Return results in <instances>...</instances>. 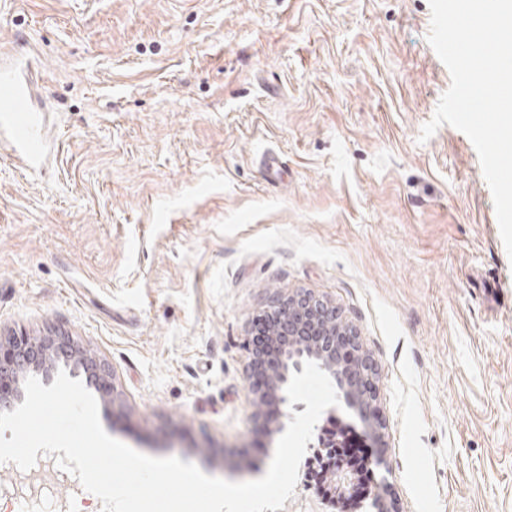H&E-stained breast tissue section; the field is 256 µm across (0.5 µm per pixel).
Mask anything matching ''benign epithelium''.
<instances>
[{
  "mask_svg": "<svg viewBox=\"0 0 512 512\" xmlns=\"http://www.w3.org/2000/svg\"><path fill=\"white\" fill-rule=\"evenodd\" d=\"M268 317L279 323L290 333H298L312 327L315 336L310 339H288L274 351L272 367L265 369L263 376L249 374L252 385L265 386L258 393V403L265 408L274 402L288 404L286 386L295 373L303 372V363L313 361L336 382L339 401L355 409L364 420L369 432L377 439L384 437L385 423L377 407L375 367L364 353L356 363L341 365L336 360V349L345 343L358 351L356 334L338 319V311L332 303L313 294H301L276 302ZM12 348L0 355V410L14 409L22 402L23 394L16 385L20 374L28 370L48 372L50 353H60L68 358L81 357L84 371L101 381L100 390L107 389L104 377L110 373L109 366L96 357L89 358L74 346L69 337L56 334L49 339H31L17 336L11 340ZM332 479L338 491L346 492L353 487L354 473L344 461L337 460L332 468Z\"/></svg>",
  "mask_w": 512,
  "mask_h": 512,
  "instance_id": "benign-epithelium-1",
  "label": "benign epithelium"
}]
</instances>
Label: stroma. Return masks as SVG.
<instances>
[{
    "label": "stroma",
    "instance_id": "obj_1",
    "mask_svg": "<svg viewBox=\"0 0 512 512\" xmlns=\"http://www.w3.org/2000/svg\"><path fill=\"white\" fill-rule=\"evenodd\" d=\"M428 0H0L54 151L0 144V343L114 365L104 430L261 478L278 410L254 323L309 292L376 363L399 512H512V260L468 137L419 142L451 77ZM278 159L265 171L264 155ZM55 470L32 512H102Z\"/></svg>",
    "mask_w": 512,
    "mask_h": 512
}]
</instances>
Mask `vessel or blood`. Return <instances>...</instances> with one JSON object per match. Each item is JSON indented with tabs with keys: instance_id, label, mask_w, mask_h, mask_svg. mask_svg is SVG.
<instances>
[{
	"instance_id": "obj_1",
	"label": "vessel or blood",
	"mask_w": 512,
	"mask_h": 512,
	"mask_svg": "<svg viewBox=\"0 0 512 512\" xmlns=\"http://www.w3.org/2000/svg\"><path fill=\"white\" fill-rule=\"evenodd\" d=\"M0 144L29 170H42L50 157L45 115L35 110L24 65L0 69Z\"/></svg>"
}]
</instances>
